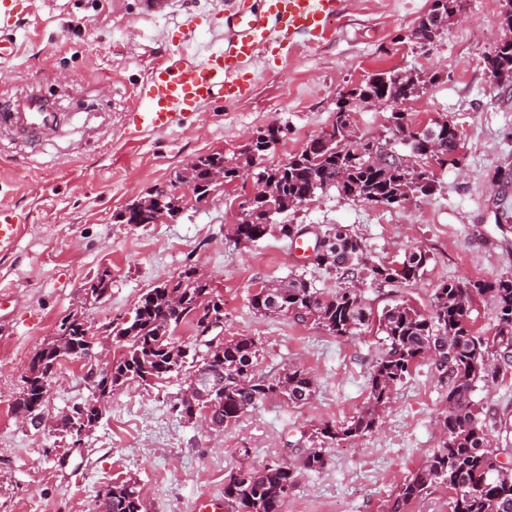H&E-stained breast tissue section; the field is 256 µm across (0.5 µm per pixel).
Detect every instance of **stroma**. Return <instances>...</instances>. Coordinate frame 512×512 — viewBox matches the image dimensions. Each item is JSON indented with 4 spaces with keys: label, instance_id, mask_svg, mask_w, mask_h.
Wrapping results in <instances>:
<instances>
[{
    "label": "stroma",
    "instance_id": "stroma-1",
    "mask_svg": "<svg viewBox=\"0 0 512 512\" xmlns=\"http://www.w3.org/2000/svg\"><path fill=\"white\" fill-rule=\"evenodd\" d=\"M228 7L229 0H165L150 14L144 0H23L18 53L0 64V104L41 94L64 121L36 145L0 130V206L23 223L14 246L0 251V292L12 299L0 321V512H96L99 495L125 481L136 483L143 512H196L198 498L223 497L231 470L278 461L299 470L288 512H387L399 486L439 444L444 389L422 361L381 407L377 430L330 449L321 471L304 469L311 429L343 425L364 407L380 336L339 339L308 321L256 314L250 300L292 273L326 294L340 280L296 258L290 240L278 234L235 243L227 234L234 208L220 191L202 204L185 198L179 218L163 224H125L117 215L154 186L174 184L188 160L216 150L236 156L249 135L277 120L280 140L254 161L251 175L233 183L245 196L256 172L324 135L338 99L353 87L373 73L406 69L432 79L408 106L410 118L422 127L454 124L461 167H435L432 193L407 207L329 187L285 221L305 226L310 241L325 226H342L362 241L372 264L428 251L424 277L398 293L365 284L376 313L398 296L429 308L447 280L491 282L512 274V221L502 217L512 213V187L499 177L512 170V90L497 85L486 63L502 34L505 0H465L430 45L407 35L431 0H348L329 42L287 58L265 51L245 104L217 100L193 126L127 141L125 116L150 68L182 40L191 51L220 47ZM190 19L197 27L187 41ZM189 266L224 300L222 339L258 343L257 373L275 375L297 362L314 375L307 403L295 407L275 397L208 431L175 409L184 376L124 386L102 399L85 369L65 361L43 409L45 423L14 416L31 359L55 340L64 317L78 315L96 333V362L116 361L119 345L103 338L108 323L129 317L143 294ZM106 269L107 293L86 300L84 284ZM473 400L500 458L512 461V370L478 386ZM93 402L102 415L81 443L51 427L72 407Z\"/></svg>",
    "mask_w": 512,
    "mask_h": 512
}]
</instances>
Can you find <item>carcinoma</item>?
<instances>
[{"label": "carcinoma", "mask_w": 512, "mask_h": 512, "mask_svg": "<svg viewBox=\"0 0 512 512\" xmlns=\"http://www.w3.org/2000/svg\"><path fill=\"white\" fill-rule=\"evenodd\" d=\"M463 0H432L429 15L411 30L408 38L432 41L438 26L432 16L445 19L461 8ZM492 74H512V38L496 44L487 58ZM404 70L392 69L372 74L358 87L338 101L332 124L336 139L319 138L307 143L300 153L287 163L266 168L258 176L274 183L277 195L267 199L255 197L240 217L237 233L242 242L254 243L277 230L290 240L302 236L297 224H272L276 215L286 214L302 201L315 197L328 186L347 197L388 206L420 193L428 195L434 174L410 166L403 155L388 146L357 135L352 122L349 102L385 98L394 102L413 98L416 81L403 76ZM392 132L400 135L399 142L415 156L425 155V143L432 137L439 141L441 153L453 166L458 157L456 127L445 128L435 123L424 129L413 125L406 112L391 113ZM282 132L257 131V138L242 156L227 159L221 150L199 157L194 192L201 198L207 192V172L214 166H224V181L229 183L244 177L243 170L253 160L263 157L269 145L276 144ZM322 235L327 245L314 261L317 268L329 271L344 281L336 292L325 295L301 275L293 274L288 281L259 288L251 298V306L263 316L291 314L300 321H310L331 336L353 337L373 324L383 334L382 350L373 366L366 406L341 427L328 423L312 430L311 446L306 448L304 465L318 471L327 464V450L342 441L358 440L373 432L378 425V409L385 405L399 383L411 374L413 367L432 350L436 358L431 365L446 385L445 405L437 424L442 430L438 448L426 464L413 472L400 487L389 506V512H406L408 505L419 501L438 488L452 494V512H512V469L499 464L487 433L486 420L475 408L473 394L476 384L494 378L488 372V361L500 368H512V274L490 283L443 282L434 290L430 307L422 311L410 300L401 299L383 309L378 316L362 299L360 283L365 277L378 286H400L418 282L430 261L422 250H415L397 263L370 266L361 241L345 229L328 227ZM180 298V309L170 305V294ZM487 294L495 303L498 331L492 337L472 331L466 311L474 295ZM191 320L197 335L206 321L224 322V302L214 293L210 283L197 276L192 267L185 269L174 283L159 285L145 293L130 319L115 323L110 334L124 352L115 363L109 377H95L94 388L104 398L131 380L147 382L179 373L186 363V351L174 349L171 335L184 321ZM92 335L80 317L62 320L57 339L38 352L29 370L49 368L52 353L79 359L89 350ZM206 350L192 359L194 372L212 370L211 378L221 385L216 397L221 401L224 424L236 422L248 409L275 396L292 405L307 401L314 391L309 373L292 365L278 375L255 373L259 348L247 336L226 342L205 343ZM26 378V388L17 401L19 406L37 402L35 382ZM296 483L294 469L282 462H273L261 470L238 469L224 482V499L236 512H279L281 496ZM105 512H142L143 504L136 487L128 482L116 484L101 495Z\"/></svg>", "instance_id": "obj_1"}]
</instances>
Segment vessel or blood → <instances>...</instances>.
<instances>
[{
    "label": "vessel or blood",
    "instance_id": "obj_1",
    "mask_svg": "<svg viewBox=\"0 0 512 512\" xmlns=\"http://www.w3.org/2000/svg\"><path fill=\"white\" fill-rule=\"evenodd\" d=\"M345 0H231L224 44L196 56L184 44L169 49L136 93L127 114V138L185 126L205 104L224 99L237 105L250 94L247 74L263 50L289 53L317 46L335 32ZM19 0H0V61L16 55L15 32L21 20ZM62 115L40 96H30L11 112L0 113V129L36 144L56 131Z\"/></svg>",
    "mask_w": 512,
    "mask_h": 512
}]
</instances>
